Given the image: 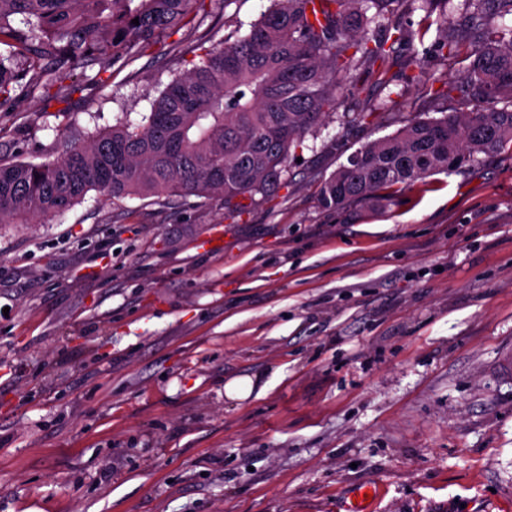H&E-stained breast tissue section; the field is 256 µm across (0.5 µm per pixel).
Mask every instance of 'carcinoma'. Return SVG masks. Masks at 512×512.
Listing matches in <instances>:
<instances>
[{
  "label": "carcinoma",
  "instance_id": "obj_1",
  "mask_svg": "<svg viewBox=\"0 0 512 512\" xmlns=\"http://www.w3.org/2000/svg\"><path fill=\"white\" fill-rule=\"evenodd\" d=\"M404 0H272L249 31L189 52L198 62L151 102L147 123L118 121L89 141L59 139L39 164L0 158V223L62 214L88 192L126 196H218L232 209L281 185L292 146L336 111L352 71L385 60V22ZM460 24L443 20L442 44L473 57L460 83L475 101L460 117L413 120L365 145L319 186V204L344 212L384 208L392 191L456 163L512 146V0H470ZM201 0H0V108L17 88H62L86 73L150 47L160 35L197 25ZM138 19L139 24L132 23ZM375 27H370V24Z\"/></svg>",
  "mask_w": 512,
  "mask_h": 512
}]
</instances>
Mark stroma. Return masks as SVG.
I'll return each instance as SVG.
<instances>
[{
	"label": "stroma",
	"instance_id": "obj_1",
	"mask_svg": "<svg viewBox=\"0 0 512 512\" xmlns=\"http://www.w3.org/2000/svg\"><path fill=\"white\" fill-rule=\"evenodd\" d=\"M269 5L205 0L170 46L19 95L0 157L144 124L188 46ZM439 16L405 0L412 44L355 72L361 94L291 148L272 200L92 191L0 224V512H344L361 487L374 512H512V151L379 210L317 197L406 121L469 111ZM243 376L263 394L227 398Z\"/></svg>",
	"mask_w": 512,
	"mask_h": 512
}]
</instances>
